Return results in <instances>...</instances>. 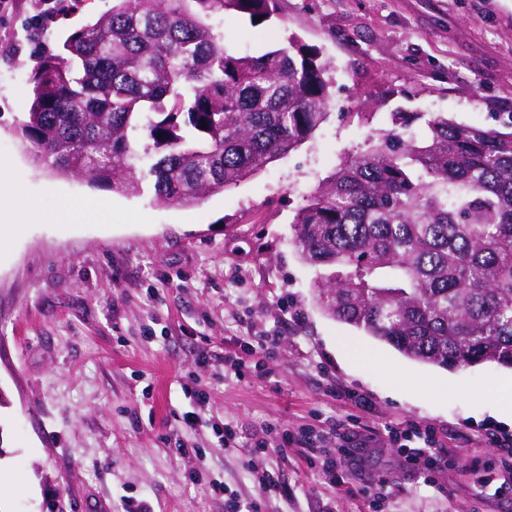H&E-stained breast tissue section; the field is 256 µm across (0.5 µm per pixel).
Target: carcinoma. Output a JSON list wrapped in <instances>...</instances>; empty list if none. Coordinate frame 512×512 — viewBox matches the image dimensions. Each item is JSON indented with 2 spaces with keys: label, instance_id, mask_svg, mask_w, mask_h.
<instances>
[{
  "label": "carcinoma",
  "instance_id": "cac0c4a2",
  "mask_svg": "<svg viewBox=\"0 0 512 512\" xmlns=\"http://www.w3.org/2000/svg\"><path fill=\"white\" fill-rule=\"evenodd\" d=\"M278 0H113L32 71L25 147L58 174L162 205L237 186L327 119L329 63L290 40L235 56L207 20ZM347 156L296 212L292 245L333 320L438 367H512V131L436 114Z\"/></svg>",
  "mask_w": 512,
  "mask_h": 512
}]
</instances>
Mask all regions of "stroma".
<instances>
[{
	"mask_svg": "<svg viewBox=\"0 0 512 512\" xmlns=\"http://www.w3.org/2000/svg\"><path fill=\"white\" fill-rule=\"evenodd\" d=\"M111 7L83 0L36 25L44 0H13L0 19V197L49 216L16 212L0 251V512H225L231 497L260 512H512V469L485 436L512 435L491 392L512 369L412 361L329 318L292 245L297 210L393 113L512 127V0H279L257 26L212 19L239 56L292 39L319 51L333 102L299 148L191 206L58 175L14 133L41 52ZM67 198L81 209L62 212ZM271 332L275 354L226 379L225 354ZM197 385L201 409L185 394ZM227 422L246 436L354 423L372 444L332 478L306 449L268 452L280 489L262 498L246 449L217 433ZM409 422L435 432L433 483L391 449ZM382 476L377 501L365 486Z\"/></svg>",
	"mask_w": 512,
	"mask_h": 512,
	"instance_id": "35a3bbf8",
	"label": "stroma"
}]
</instances>
